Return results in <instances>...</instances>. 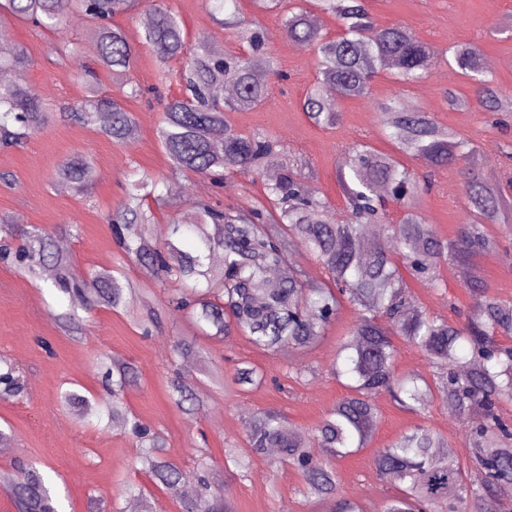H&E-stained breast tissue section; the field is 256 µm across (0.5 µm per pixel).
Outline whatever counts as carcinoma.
<instances>
[{
  "instance_id": "1",
  "label": "carcinoma",
  "mask_w": 512,
  "mask_h": 512,
  "mask_svg": "<svg viewBox=\"0 0 512 512\" xmlns=\"http://www.w3.org/2000/svg\"><path fill=\"white\" fill-rule=\"evenodd\" d=\"M138 3L0 0V23L14 19L55 29L66 17L79 13L94 24L97 66L127 78L138 49L114 19ZM316 10L336 18V36L328 37L313 23ZM148 11L151 23L139 44L152 51L160 68L174 61L181 67L182 95L165 103L157 130L170 176L191 172L206 178L260 177L264 164L280 155L277 142L239 133L228 119V113L252 109L268 98L269 83L258 78L257 69L286 79L265 47L257 17L247 19L233 10L218 20L246 45L241 51H220L206 38L189 50L176 15L154 2ZM282 25L292 42L320 56L318 81L302 102V111L316 126L336 123L337 104L327 100L326 88L336 87L345 99L360 98L368 95L381 71L406 85L420 81L442 62L474 84L476 109L512 112V97L502 94L487 77L477 46L450 44L439 55L403 25L381 29L373 25L367 0H301L288 8ZM56 54L79 71L87 69L79 52L65 44L56 48ZM29 68L26 47L0 42V71L9 70L22 79ZM225 82L234 85L235 94L222 100L215 88ZM375 108L391 117L386 137L394 152H381L366 142L346 147L338 172L347 198L341 219L331 213L326 199L311 192L301 171L285 164L248 212L218 209L202 198L184 208L159 189L160 179L137 172L128 183L123 206L112 217V228L122 257L136 261L160 286L172 279L182 285L175 308L192 307L196 326L209 329L207 336L212 339L235 331L265 352L305 350L320 342L344 305L354 311L352 325L336 341L334 375L346 394L308 432L287 426L275 410L253 415L245 426V447L226 450V465L245 469L249 456L277 448L281 461L299 471L307 497L336 501L333 512H368L359 497L336 498L334 461L369 446L381 418L377 395L386 394L404 410L423 416L438 399L473 419L466 434L472 466L437 452L448 442L429 427L416 425L373 453L376 476L398 489L381 504L380 512H509L512 421L502 416L501 407L512 403V346L501 344L499 338L512 337V304L488 297L462 323L431 316L412 309L405 274L440 290L445 287L441 264L460 262L469 266L463 286L485 291L475 260L497 248V239L486 226H512V198L505 190L512 186V177L506 173L503 182L490 184L476 169L464 171L467 219L454 239L441 240L423 216L422 188L415 172L399 156L450 168L468 160L472 151L463 137L440 126L431 113L404 109L397 93L376 100ZM102 114L109 116L103 133L113 142L122 144L136 133L132 113L92 87L61 117L90 126ZM54 119L41 95L23 96L13 85L0 83V146L18 145ZM92 171L91 156H74L58 165L55 186L86 195ZM390 201L404 212L397 222L389 218ZM153 205L172 212L157 242L147 236ZM367 224L381 225L393 249L378 243L360 250V234ZM292 243L322 265L324 281L311 282L303 269L286 266ZM217 251L223 253L219 267L211 261ZM12 253L20 268L33 276L50 269L49 287L84 298L90 310L127 308L138 302L143 305L137 321L143 334L160 323L158 311L144 304L143 289L121 279L122 265L77 275L70 257L57 249L52 233L38 226L19 233L0 217V257ZM284 266L288 272L278 286L267 287L268 273ZM399 340L426 356L432 378L396 373ZM97 366L115 376L112 401L101 404L69 391L61 395V404L87 419L105 416L130 427L142 447L141 471L153 483L178 492L190 474L168 458L165 438L148 431L121 402L125 388L137 380L136 367L117 363L105 353L97 358ZM236 375L242 386L264 380V373L255 367L239 368ZM170 398L190 414L203 408L189 380L173 381ZM315 442L325 448L328 458L312 454ZM196 481L197 495L183 502V512H231L226 489L211 485L202 475ZM10 493L18 512H58L50 488L33 468L18 471Z\"/></svg>"
}]
</instances>
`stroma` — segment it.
<instances>
[{
	"mask_svg": "<svg viewBox=\"0 0 512 512\" xmlns=\"http://www.w3.org/2000/svg\"><path fill=\"white\" fill-rule=\"evenodd\" d=\"M163 4L182 20L187 44H195L204 35L224 49H238L237 39L217 23L204 0H163ZM368 6L375 26H407L437 51L452 42L476 44L483 59L497 62L488 71L490 78L503 94L512 96V0H368ZM262 26L268 50L278 58L288 79L271 81L268 100L255 109L230 113V122L242 133L275 138L282 159L301 169L313 190L328 200L332 212H342L345 196L337 178L340 157L345 146L356 140L392 151L383 134L386 118L375 110L374 102L396 91V85L388 72L379 73L368 96L339 101L335 127H318L301 110L306 92L318 77L315 52L288 39L277 14L263 15ZM5 29L12 41L27 48L32 64L24 83L42 94L49 111L82 98L85 84L80 74L61 63L53 46L59 38H68L83 61L94 64L96 54L87 47L94 32L84 16L70 15L60 35L27 22L12 21ZM451 84L463 96L474 94L466 80L440 65L400 92L401 100L406 108L431 113L440 124L470 140L478 169L492 165L504 172L505 155L512 152V114L496 125L492 114L449 108L443 93ZM122 99L137 125L132 143L113 144L96 125L56 121L22 147L0 148V173L13 176L12 184L0 183V215L12 218L21 230L38 226L55 233L57 241L66 242L78 273L115 265L119 248L109 223L125 200V178L132 166L166 177L165 193L184 202L208 198L223 208L247 210L263 194L262 181L247 175L227 179L220 188L191 174L169 179V162L156 138L164 118L162 102ZM81 152L95 161L94 190L87 197L59 191L53 185L58 164ZM423 205L425 219L437 235L444 240L454 238L465 220L459 168L435 170ZM68 224L74 225V232H65ZM497 239L496 250L479 257L476 264L489 296L512 303V236L501 232ZM441 274L446 283L442 290L409 280L414 304L433 316L463 320L474 308L477 295L462 288L458 270L445 266ZM125 275L145 288L149 305L161 315L153 335H142L131 310L100 308L86 313L83 302L36 287L28 275L0 263V361L18 371L23 386L17 396L0 398V429L6 433L0 440V512H15L4 487L23 465L37 468L54 482L61 512H127L130 499L121 493L126 481L147 486L148 493L138 504L150 512H183L186 493L174 495L151 485L136 461L133 438L121 424H93L75 409L61 405L60 395L68 390L100 401L108 399L96 367L103 353L138 367L137 382L122 396L125 407L166 438L167 454L177 465L189 472L208 468L225 483L233 512H328L327 503L306 498L299 475L280 464L277 454L254 457L240 476L225 470L224 451L244 444L248 418L262 409L280 410L292 427L301 430L321 421L345 393L333 369L336 340L354 320L351 308H343L319 344L305 352L267 354L235 335L221 342L206 340L214 362L224 371L223 384L216 385L204 380L203 365L196 356L176 351L181 342L192 339L195 329L183 312L171 306V289L152 285L132 263L126 266ZM65 311L86 320L85 332L78 339L64 335L58 327L55 316ZM244 362L263 370L265 382L237 384L236 370ZM292 365L303 367L302 378L287 377ZM178 376L201 382L206 393L204 412L185 414L170 400V383ZM377 402L381 420L371 448L336 463L342 494L361 496L370 512L394 491L375 474L374 449L414 425L429 426L447 439L452 455L463 462L468 459V426L450 425L443 403H435L422 418L400 409L386 396H378Z\"/></svg>",
	"mask_w": 512,
	"mask_h": 512,
	"instance_id": "stroma-1",
	"label": "stroma"
}]
</instances>
